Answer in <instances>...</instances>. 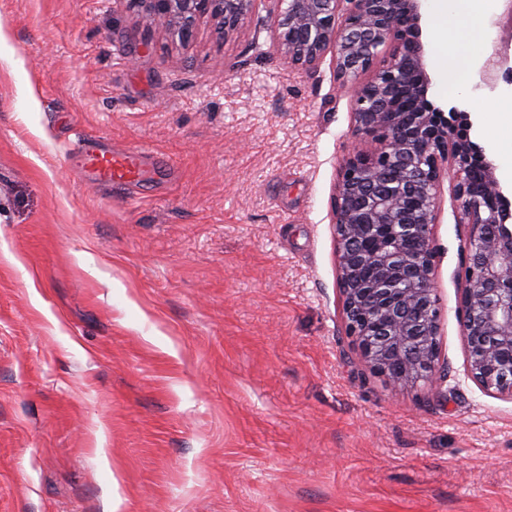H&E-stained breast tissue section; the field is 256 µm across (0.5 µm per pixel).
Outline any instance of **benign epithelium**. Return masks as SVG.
<instances>
[{
    "label": "benign epithelium",
    "instance_id": "obj_1",
    "mask_svg": "<svg viewBox=\"0 0 512 512\" xmlns=\"http://www.w3.org/2000/svg\"><path fill=\"white\" fill-rule=\"evenodd\" d=\"M184 43L211 21L228 37L256 0H130ZM277 47L292 66L332 54L336 77L355 85L351 118L361 139L331 197L337 281L346 334L394 391L433 383L440 357L433 227L445 172L459 223L468 226L460 312L472 378L512 400V211L494 164L467 135L466 112L428 98L420 0H274Z\"/></svg>",
    "mask_w": 512,
    "mask_h": 512
}]
</instances>
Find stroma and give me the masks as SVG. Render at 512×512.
<instances>
[{"label":"stroma","instance_id":"35a3bbf8","mask_svg":"<svg viewBox=\"0 0 512 512\" xmlns=\"http://www.w3.org/2000/svg\"><path fill=\"white\" fill-rule=\"evenodd\" d=\"M274 4L184 45L130 0H0V512H512V400L469 375L467 234L434 226L438 383L393 391L345 332L330 199L358 136L331 58L290 67ZM428 98L512 202L481 78ZM497 103L480 113L477 102ZM166 157L83 181L77 138Z\"/></svg>","mask_w":512,"mask_h":512}]
</instances>
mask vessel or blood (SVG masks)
Instances as JSON below:
<instances>
[{"instance_id": "b4317fda", "label": "vessel or blood", "mask_w": 512, "mask_h": 512, "mask_svg": "<svg viewBox=\"0 0 512 512\" xmlns=\"http://www.w3.org/2000/svg\"><path fill=\"white\" fill-rule=\"evenodd\" d=\"M75 156L78 170L87 182L109 187L142 184L150 173L165 171L163 157L144 150H115L92 139L80 142Z\"/></svg>"}]
</instances>
